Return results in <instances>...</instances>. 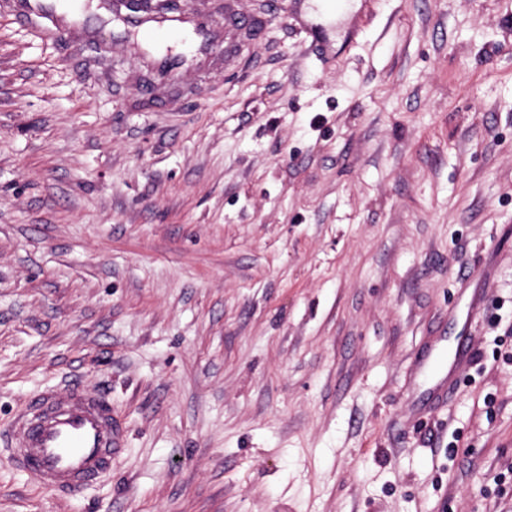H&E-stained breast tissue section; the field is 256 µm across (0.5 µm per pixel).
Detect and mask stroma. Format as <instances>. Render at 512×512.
Wrapping results in <instances>:
<instances>
[{"label": "stroma", "mask_w": 512, "mask_h": 512, "mask_svg": "<svg viewBox=\"0 0 512 512\" xmlns=\"http://www.w3.org/2000/svg\"><path fill=\"white\" fill-rule=\"evenodd\" d=\"M359 3L157 112L0 14V434L66 381L128 431L68 500L0 450V512H512V0Z\"/></svg>", "instance_id": "1"}]
</instances>
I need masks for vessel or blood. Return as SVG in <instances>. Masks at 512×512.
Returning <instances> with one entry per match:
<instances>
[{"mask_svg":"<svg viewBox=\"0 0 512 512\" xmlns=\"http://www.w3.org/2000/svg\"><path fill=\"white\" fill-rule=\"evenodd\" d=\"M0 14L91 78L104 76V55L133 54L140 71L130 94L146 112L200 98L192 76L221 68L261 26L243 0H0ZM125 442L107 397L71 382L36 394L0 440L16 470L60 498L95 485Z\"/></svg>","mask_w":512,"mask_h":512,"instance_id":"b4317fda","label":"vessel or blood"}]
</instances>
